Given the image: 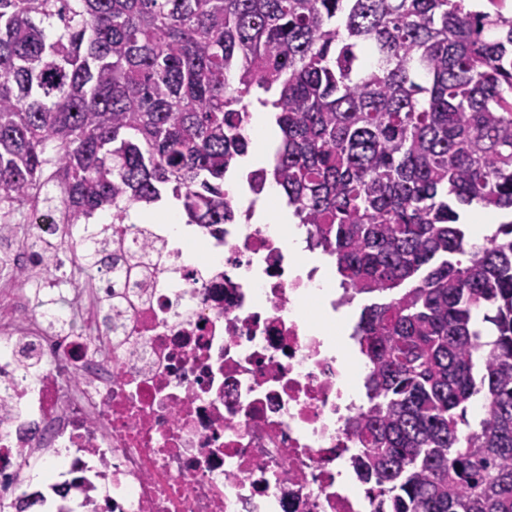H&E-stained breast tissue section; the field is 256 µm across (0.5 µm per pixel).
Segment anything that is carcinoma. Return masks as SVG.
Masks as SVG:
<instances>
[{"instance_id":"carcinoma-1","label":"carcinoma","mask_w":512,"mask_h":512,"mask_svg":"<svg viewBox=\"0 0 512 512\" xmlns=\"http://www.w3.org/2000/svg\"><path fill=\"white\" fill-rule=\"evenodd\" d=\"M56 30L50 36L46 27ZM373 364L355 425L373 512H512V219L473 252L460 208L512 214V15L469 0H0V212L171 190L227 224L250 106ZM484 416L468 419L473 404Z\"/></svg>"}]
</instances>
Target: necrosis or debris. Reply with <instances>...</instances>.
<instances>
[{
    "label": "necrosis or debris",
    "mask_w": 512,
    "mask_h": 512,
    "mask_svg": "<svg viewBox=\"0 0 512 512\" xmlns=\"http://www.w3.org/2000/svg\"><path fill=\"white\" fill-rule=\"evenodd\" d=\"M256 204L235 205L230 224L124 225L126 250L164 261L115 317L101 297L118 264L82 278L84 232L59 210L0 239V372L15 382L0 398V512H17L30 470L64 448L62 512H371L349 479L368 404L343 395L373 367L325 330L354 296L316 285L313 225L295 252L291 225L253 223ZM33 237L58 250L61 276ZM34 288L67 303L48 317Z\"/></svg>",
    "instance_id": "1"
}]
</instances>
